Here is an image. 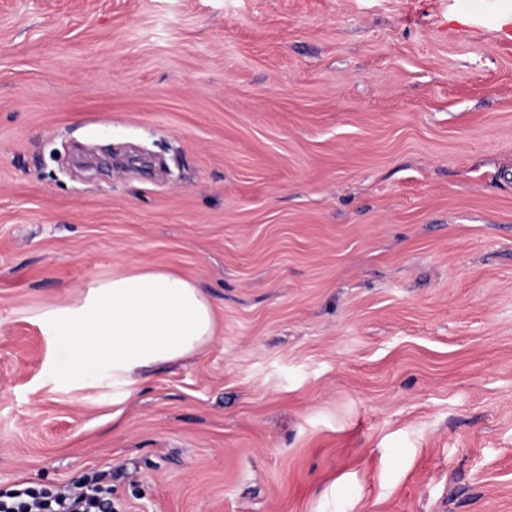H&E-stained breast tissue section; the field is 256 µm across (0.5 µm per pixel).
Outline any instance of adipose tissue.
I'll list each match as a JSON object with an SVG mask.
<instances>
[{
  "mask_svg": "<svg viewBox=\"0 0 512 512\" xmlns=\"http://www.w3.org/2000/svg\"><path fill=\"white\" fill-rule=\"evenodd\" d=\"M37 320L55 389H108L116 402L135 392L146 371L192 355L216 334L212 304L196 283L156 267L91 279Z\"/></svg>",
  "mask_w": 512,
  "mask_h": 512,
  "instance_id": "obj_1",
  "label": "adipose tissue"
}]
</instances>
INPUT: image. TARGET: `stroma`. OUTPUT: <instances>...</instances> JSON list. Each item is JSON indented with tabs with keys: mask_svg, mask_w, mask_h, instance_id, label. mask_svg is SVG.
<instances>
[{
	"mask_svg": "<svg viewBox=\"0 0 512 512\" xmlns=\"http://www.w3.org/2000/svg\"><path fill=\"white\" fill-rule=\"evenodd\" d=\"M512 0H0V489L512 512ZM140 155L148 171L80 160ZM141 265L217 323L124 402L32 315Z\"/></svg>",
	"mask_w": 512,
	"mask_h": 512,
	"instance_id": "1",
	"label": "stroma"
}]
</instances>
